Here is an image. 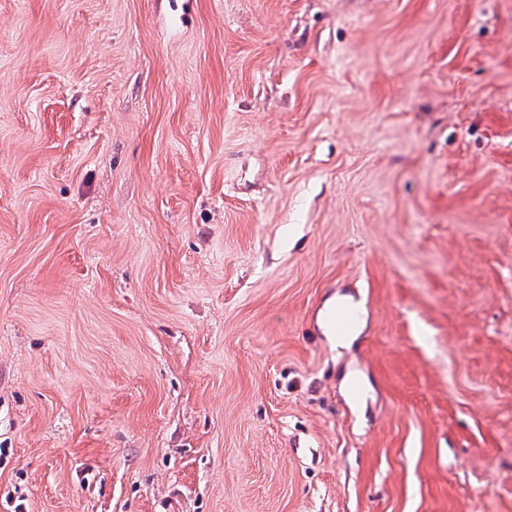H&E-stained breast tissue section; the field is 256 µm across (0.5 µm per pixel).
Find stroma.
Listing matches in <instances>:
<instances>
[{
	"mask_svg": "<svg viewBox=\"0 0 512 512\" xmlns=\"http://www.w3.org/2000/svg\"><path fill=\"white\" fill-rule=\"evenodd\" d=\"M18 504L512 512V0H0ZM327 329L333 333H345L356 322L357 312L353 306L338 303L328 307L322 316Z\"/></svg>",
	"mask_w": 512,
	"mask_h": 512,
	"instance_id": "35a3bbf8",
	"label": "stroma"
}]
</instances>
